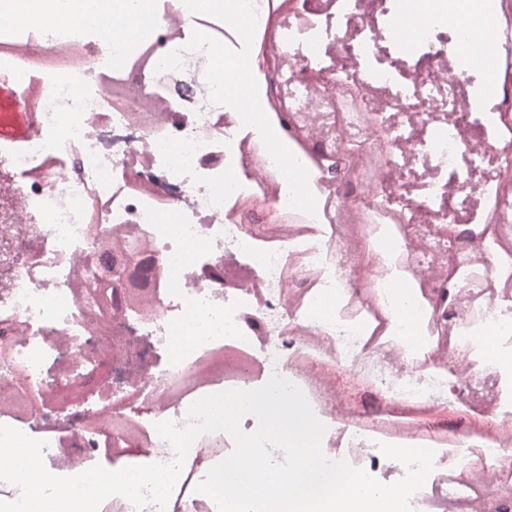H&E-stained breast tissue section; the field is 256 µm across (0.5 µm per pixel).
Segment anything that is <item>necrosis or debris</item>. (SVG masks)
<instances>
[{
    "label": "necrosis or debris",
    "instance_id": "obj_1",
    "mask_svg": "<svg viewBox=\"0 0 512 512\" xmlns=\"http://www.w3.org/2000/svg\"><path fill=\"white\" fill-rule=\"evenodd\" d=\"M240 2L145 0L106 64V31L58 0H0L25 125L0 133V424L57 476L168 463L157 422L276 374L327 457L384 483L406 469L380 444L432 449L414 512H512V246L485 216L512 194V126L482 33L443 11L409 56L411 0H252L241 41ZM247 60L249 93L217 96ZM210 439L165 509L99 512H217L195 490Z\"/></svg>",
    "mask_w": 512,
    "mask_h": 512
}]
</instances>
